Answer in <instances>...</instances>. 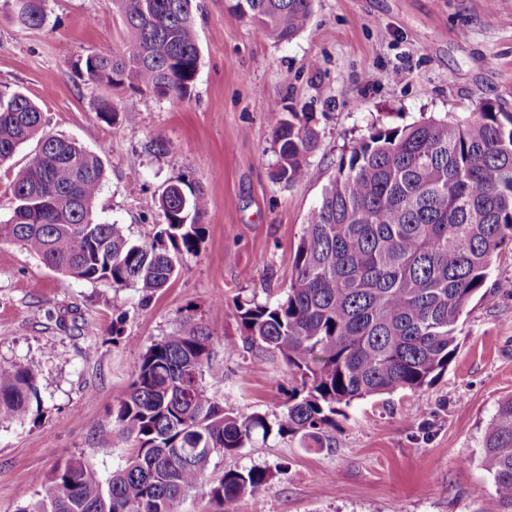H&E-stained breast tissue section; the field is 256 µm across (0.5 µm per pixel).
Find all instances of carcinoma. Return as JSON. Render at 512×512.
Segmentation results:
<instances>
[{"mask_svg":"<svg viewBox=\"0 0 512 512\" xmlns=\"http://www.w3.org/2000/svg\"><path fill=\"white\" fill-rule=\"evenodd\" d=\"M45 2L0 0V11L38 29ZM313 2L232 0L230 10L285 43L306 29ZM112 4L124 45L87 55L81 75L113 95L190 98L200 61L196 0ZM45 126L30 96L0 91V165L36 141L8 184L14 208L0 224V241L76 279L147 296L167 286L183 255L202 242L204 190L183 177L170 181L156 200L166 224L133 240L125 225L93 216L105 148L92 152ZM317 148V133L299 113L278 118L273 180L302 181ZM505 244L512 245V112L486 101L468 118L370 127L342 155L310 212L283 295L237 306L248 349L280 356L295 382L274 419L226 410L208 393L202 378L211 336L189 317L140 356L118 401L113 422L134 442L125 465L103 482L73 456L38 479L39 499L19 512H174L204 485L216 512L242 496L267 495L268 469L235 468L214 478L213 458L271 435L329 448L341 408L429 385L455 356L461 316ZM37 396L29 369L0 366V421H23ZM482 448L497 512H512V397L498 403Z\"/></svg>","mask_w":512,"mask_h":512,"instance_id":"cac0c4a2","label":"carcinoma"}]
</instances>
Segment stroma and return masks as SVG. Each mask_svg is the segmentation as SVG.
Masks as SVG:
<instances>
[{
  "label": "stroma",
  "mask_w": 512,
  "mask_h": 512,
  "mask_svg": "<svg viewBox=\"0 0 512 512\" xmlns=\"http://www.w3.org/2000/svg\"><path fill=\"white\" fill-rule=\"evenodd\" d=\"M201 51L191 99L127 93L99 116L103 90L76 67L124 37L112 0H47L44 25L0 14V87L43 107L48 129L94 151L108 145L98 219L140 235L165 218L155 197L172 179L209 199L204 240L165 288L70 278L18 245L0 242V365L37 378L24 422L0 421V512L38 497V480L82 456L101 480L133 450L112 423L145 350L194 317L212 336L203 377L225 407L274 415L291 378L277 357L254 356L237 305L276 298L293 271L309 212L343 153L372 125L465 117L489 100L512 112V0H314L306 31L277 43L229 0H197ZM308 113L319 148L293 186L271 177L279 113ZM164 141L171 149L155 153ZM512 248L494 257L484 299L467 306L455 358L431 386L360 400L331 447L269 437L211 469L273 470L270 493L229 512H491L482 463L486 425L512 395ZM111 439L101 453L102 439Z\"/></svg>",
  "instance_id": "obj_1"
}]
</instances>
